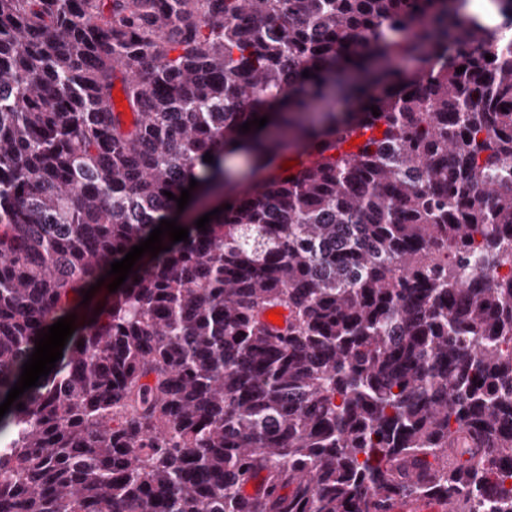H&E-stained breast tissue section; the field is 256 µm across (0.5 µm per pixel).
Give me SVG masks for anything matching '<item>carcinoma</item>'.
Returning <instances> with one entry per match:
<instances>
[{"mask_svg":"<svg viewBox=\"0 0 512 512\" xmlns=\"http://www.w3.org/2000/svg\"><path fill=\"white\" fill-rule=\"evenodd\" d=\"M470 3L0 0L1 403L164 192L317 157L86 316L0 418V512H512V37ZM389 512H454L451 501L446 500H420L410 497H399L393 500Z\"/></svg>","mask_w":512,"mask_h":512,"instance_id":"obj_1","label":"carcinoma"}]
</instances>
